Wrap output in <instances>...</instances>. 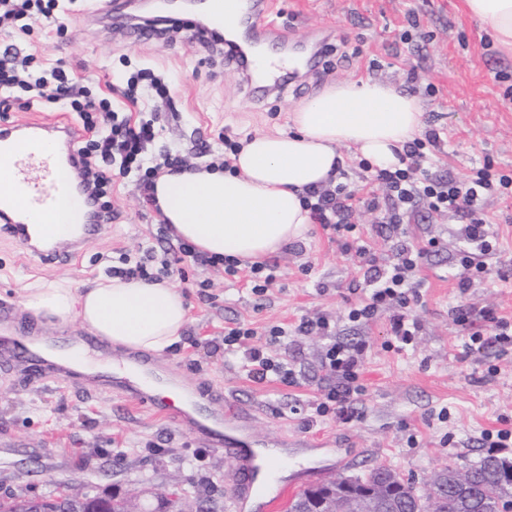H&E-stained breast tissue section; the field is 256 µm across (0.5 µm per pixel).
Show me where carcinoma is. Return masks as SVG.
I'll return each instance as SVG.
<instances>
[{
    "instance_id": "1",
    "label": "carcinoma",
    "mask_w": 512,
    "mask_h": 512,
    "mask_svg": "<svg viewBox=\"0 0 512 512\" xmlns=\"http://www.w3.org/2000/svg\"><path fill=\"white\" fill-rule=\"evenodd\" d=\"M448 472L450 469L444 468L436 473L440 486L446 488L441 507L446 509V512H473V508L466 505L465 497L448 484ZM464 475L468 487L474 492L475 502H487L493 506V512H512V459L487 456L464 469ZM68 489V495L41 497L43 509L47 512H75L82 496L85 495L84 488L70 485ZM372 489L381 491L387 499L396 504V509L400 512H423V498L428 492L426 486L420 489L414 482L400 477L396 472L376 467L364 475L355 477L354 482L340 497L342 508L349 512L351 505ZM332 490L333 487L328 483L309 489L289 503L287 512H298L307 506L309 496L323 498Z\"/></svg>"
}]
</instances>
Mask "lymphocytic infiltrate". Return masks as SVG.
Returning a JSON list of instances; mask_svg holds the SVG:
<instances>
[{
	"label": "lymphocytic infiltrate",
	"instance_id": "lymphocytic-infiltrate-1",
	"mask_svg": "<svg viewBox=\"0 0 512 512\" xmlns=\"http://www.w3.org/2000/svg\"><path fill=\"white\" fill-rule=\"evenodd\" d=\"M61 10L60 0H0V26L12 24L20 31L32 25L55 26ZM33 55L18 56L6 50L0 52V90L26 93L27 108L45 103H57L77 112L83 131L79 147L80 183L93 202L99 220H113L116 214L105 198L112 188L114 176L138 174L136 189L147 205H155L154 181L163 168L182 170L176 159L150 165L148 148L158 136L157 118L146 115L140 108V95L130 89L110 88L103 98L90 96L81 84L80 75L66 60H55L39 72H30ZM440 136L430 133L426 139H414L398 155L390 168L376 170L370 183L359 190L345 184H331L310 190L305 205L314 223L332 233H349L343 249L351 253L361 279L355 281L354 291L364 296L362 304L352 307L347 317L353 322H365L378 313L389 315L390 334L395 343L412 344L419 332L418 320L410 313L412 304L419 301V284L413 275L422 265L426 248L403 240L401 226L405 216L417 207L427 212L453 213L463 218L459 230L463 243L458 262L464 269L458 286L473 287L481 280L485 265L483 256L492 254L497 236L491 229L483 204L489 193L512 198V173L497 170L491 164L473 170L465 179L434 176L428 170L431 158L428 147L437 146ZM366 210L379 213L380 224L394 239L392 262L379 264L370 245L355 237V213ZM209 267L223 268L233 279H244L245 286L256 300H263L277 281L276 265L260 262L241 269L234 258H221L199 252L182 241L157 251L147 246L137 256H124L121 266L112 273L124 279H139L153 283L172 277L183 260ZM455 322L466 333L467 350L497 348L499 352L512 349V322L489 308L477 314L459 310ZM333 328L327 317L305 318L293 326L272 325L264 333L240 321L224 328V350L240 355L248 377L255 382L275 380L294 386L299 374L293 364L282 356L281 350L289 338L319 336L325 338L320 366L332 385L315 408L318 415H333L342 423L355 418L354 403L364 385V354L367 343L352 345L334 341Z\"/></svg>",
	"mask_w": 512,
	"mask_h": 512
}]
</instances>
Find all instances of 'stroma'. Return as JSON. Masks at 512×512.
I'll return each instance as SVG.
<instances>
[{
    "instance_id": "1",
    "label": "stroma",
    "mask_w": 512,
    "mask_h": 512,
    "mask_svg": "<svg viewBox=\"0 0 512 512\" xmlns=\"http://www.w3.org/2000/svg\"><path fill=\"white\" fill-rule=\"evenodd\" d=\"M101 5L75 0L52 30L36 26L25 35L0 28V47L17 45L42 63L66 59L100 95L110 84L125 87L144 69L163 78L169 101L149 96L143 105L160 119L152 155L189 164L223 160L225 138L288 130L291 112L326 85L369 79L411 90L420 101L426 129L441 136L436 174L461 179L488 161L512 170V56L496 50L462 0H277L274 24L287 31L289 44L319 41L323 47L314 69H301L300 81L257 98L249 96L242 75L225 66L223 53L191 33L174 28L168 39L139 40L112 20L92 22L91 12ZM108 200L115 221L67 261L43 263L21 242L0 236V303L11 304L16 322L32 335L57 329L23 310L25 287L59 281L83 287L111 276L120 253L134 256L152 243L159 217L143 204L132 178L119 180ZM484 211L500 250L486 257L483 283L465 292L454 277L459 217L420 210L406 217V240L431 245L432 252L423 296L412 307L421 329L403 351L386 347L387 314L349 321V308L360 300L349 287L359 273L340 241L328 240L313 224L304 240L273 255L281 276L261 301L227 280L223 269L184 263L172 282L188 300L189 322L182 342L160 358L188 385L233 393L257 435L333 436L336 450L353 459L344 470L351 477L380 464L420 484L451 465L467 467L491 454L512 458V440L492 448L483 439L488 431L512 430V351L466 352L454 322L458 306H490L512 320V199L489 196ZM203 281L210 285L206 298L199 293ZM316 315L329 317L341 340L368 343L365 390L350 424L315 412L324 393L320 337L299 336L288 345L286 355L301 375L296 386L248 380L239 356L213 344L233 318L261 330ZM233 481L223 455L156 412L109 393L33 385L0 370V497L56 493L76 483L120 498L136 488L157 490L181 497L187 512L200 503L228 512Z\"/></svg>"
}]
</instances>
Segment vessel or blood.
Segmentation results:
<instances>
[{"instance_id": "1", "label": "vessel or blood", "mask_w": 512, "mask_h": 512, "mask_svg": "<svg viewBox=\"0 0 512 512\" xmlns=\"http://www.w3.org/2000/svg\"><path fill=\"white\" fill-rule=\"evenodd\" d=\"M273 0H179L181 29L198 33L195 13H203L209 31L223 29L232 22L238 38L227 46L229 63L236 69L262 72L263 81L287 87L286 66L270 64L260 68L252 44L276 35V28L266 23ZM81 132L69 121H39L0 127V141L15 145L7 164L12 171V197L26 214L43 221L40 233H32L29 224L0 209V232L31 246L45 262H63L75 251V244L58 236L51 220L62 204L70 200L76 184L61 176L62 165L79 162L76 145ZM74 353L86 355L102 351L95 336H30L13 329L0 336V365L23 371L32 382L53 380L63 384L88 385L95 391L121 395L146 409L165 414L190 434L203 440L213 451L230 461L236 475L231 496V512H270L274 499L267 486L285 469L300 468L304 480L318 479L322 471L300 467L293 453L266 454L269 440L259 438L245 428L243 411L225 400L221 391L189 389L182 405L164 403L162 391L180 388V380L157 359L140 351L113 354V370L97 364L63 363L57 360L59 345Z\"/></svg>"}]
</instances>
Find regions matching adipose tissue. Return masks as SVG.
I'll use <instances>...</instances> for the list:
<instances>
[{"instance_id":"ef3b65f1","label":"adipose tissue","mask_w":512,"mask_h":512,"mask_svg":"<svg viewBox=\"0 0 512 512\" xmlns=\"http://www.w3.org/2000/svg\"><path fill=\"white\" fill-rule=\"evenodd\" d=\"M496 46L512 53V0H464ZM291 133H257L220 164L155 181L156 204L173 234L200 251L258 261L304 237L307 190L336 179L344 145L371 165L388 168L423 129L420 104L395 87L346 80L302 103ZM22 306L34 317L73 321L110 344L162 352L176 347L188 322L183 294L162 281L102 277L85 288L56 282L27 289Z\"/></svg>"}]
</instances>
